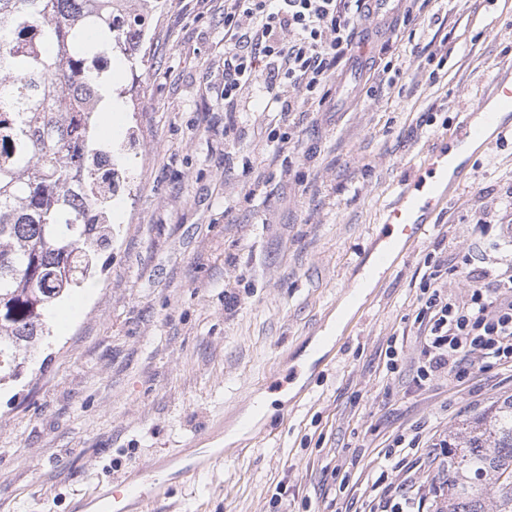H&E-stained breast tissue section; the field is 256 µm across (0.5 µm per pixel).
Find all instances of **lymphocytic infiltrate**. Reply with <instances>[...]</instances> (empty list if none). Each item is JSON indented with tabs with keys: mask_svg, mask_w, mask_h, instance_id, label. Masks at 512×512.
Masks as SVG:
<instances>
[{
	"mask_svg": "<svg viewBox=\"0 0 512 512\" xmlns=\"http://www.w3.org/2000/svg\"><path fill=\"white\" fill-rule=\"evenodd\" d=\"M353 4L362 7L366 0H224V39L231 46L224 62L225 99L260 79L285 80L316 94L331 81L337 58L352 44ZM244 18L251 28H242ZM287 29L296 34L288 44L281 39ZM442 278L438 265L426 263L418 312L425 359L417 369L418 381L442 372L461 381L477 365H511L512 275L475 279L462 302L444 291ZM406 449L400 438L385 453L372 484L370 512H415L409 490L388 482L394 457Z\"/></svg>",
	"mask_w": 512,
	"mask_h": 512,
	"instance_id": "1",
	"label": "lymphocytic infiltrate"
}]
</instances>
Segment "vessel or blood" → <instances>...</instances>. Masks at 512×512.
<instances>
[{"mask_svg":"<svg viewBox=\"0 0 512 512\" xmlns=\"http://www.w3.org/2000/svg\"><path fill=\"white\" fill-rule=\"evenodd\" d=\"M491 97L496 104L495 109H487L481 102L475 107L476 112L482 115L481 123L466 120L458 125L455 133L457 144L481 139L486 128L499 126L500 113L512 112V81L496 79L492 84ZM466 170V165L457 162L452 150L445 146L425 153L412 167L400 184L397 200L384 212L383 229L379 233L381 249L374 255L370 276L381 275L395 243L419 239L432 214L445 202L449 181L461 179ZM127 499L144 508L155 501L156 496L149 490L147 481L133 483L124 478L114 480L107 493L87 496L85 503L94 512H115L118 503Z\"/></svg>","mask_w":512,"mask_h":512,"instance_id":"b4317fda","label":"vessel or blood"}]
</instances>
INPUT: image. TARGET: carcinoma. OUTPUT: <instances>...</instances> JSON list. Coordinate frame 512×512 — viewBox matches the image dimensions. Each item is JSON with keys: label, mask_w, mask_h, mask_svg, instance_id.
Returning a JSON list of instances; mask_svg holds the SVG:
<instances>
[{"label": "carcinoma", "mask_w": 512, "mask_h": 512, "mask_svg": "<svg viewBox=\"0 0 512 512\" xmlns=\"http://www.w3.org/2000/svg\"><path fill=\"white\" fill-rule=\"evenodd\" d=\"M114 0H0V382L112 242V150L91 142L112 58L141 19ZM435 512H512V395L448 434Z\"/></svg>", "instance_id": "carcinoma-1"}]
</instances>
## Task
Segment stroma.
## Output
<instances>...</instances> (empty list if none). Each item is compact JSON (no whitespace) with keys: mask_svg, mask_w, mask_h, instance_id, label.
<instances>
[{"mask_svg":"<svg viewBox=\"0 0 512 512\" xmlns=\"http://www.w3.org/2000/svg\"><path fill=\"white\" fill-rule=\"evenodd\" d=\"M148 3L139 51L112 64V126L93 132L128 175L112 244L90 291L63 303L64 321L0 389V512H88L80 490L166 456L165 512H270L277 494L290 512H365L388 445L414 431L406 461L430 512L433 443L512 395V367L415 383L423 263L447 269L460 301L465 252L512 271V135L468 156V177L361 298L346 286L365 278L405 169L512 76V0H418L407 22L358 15L353 42L368 51L341 58L320 105L285 81L225 99L224 0ZM394 57L404 64L388 84ZM277 99L293 112L271 109ZM260 395L271 411L244 431ZM204 448L225 454L181 477Z\"/></svg>","mask_w":512,"mask_h":512,"instance_id":"obj_1","label":"stroma"}]
</instances>
